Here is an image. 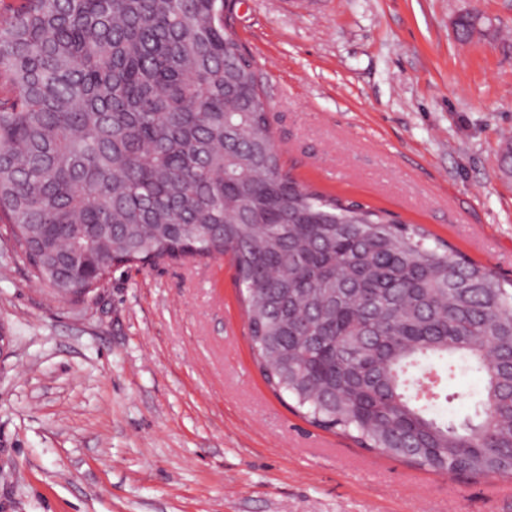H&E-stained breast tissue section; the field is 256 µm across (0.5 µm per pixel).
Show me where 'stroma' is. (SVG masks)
<instances>
[{
  "label": "stroma",
  "mask_w": 512,
  "mask_h": 512,
  "mask_svg": "<svg viewBox=\"0 0 512 512\" xmlns=\"http://www.w3.org/2000/svg\"><path fill=\"white\" fill-rule=\"evenodd\" d=\"M234 30L295 175L512 279V0H243ZM11 250L0 512H512V479L417 468L290 411L228 259L118 268L80 306Z\"/></svg>",
  "instance_id": "stroma-1"
}]
</instances>
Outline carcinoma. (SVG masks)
Segmentation results:
<instances>
[{
  "label": "carcinoma",
  "mask_w": 512,
  "mask_h": 512,
  "mask_svg": "<svg viewBox=\"0 0 512 512\" xmlns=\"http://www.w3.org/2000/svg\"><path fill=\"white\" fill-rule=\"evenodd\" d=\"M225 0H20L0 22V223L81 301L137 263L229 256L266 383L315 426L512 476V288L417 224L285 168ZM483 377L474 416L441 407Z\"/></svg>",
  "instance_id": "1"
}]
</instances>
